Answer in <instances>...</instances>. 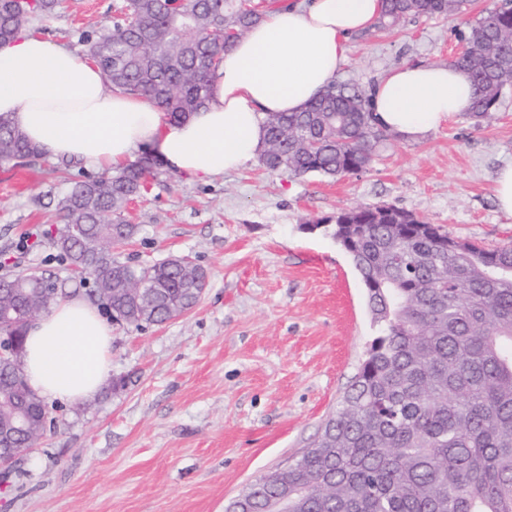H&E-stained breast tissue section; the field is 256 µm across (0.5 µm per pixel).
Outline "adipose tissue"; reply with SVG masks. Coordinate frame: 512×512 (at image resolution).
Segmentation results:
<instances>
[{
	"instance_id": "obj_1",
	"label": "adipose tissue",
	"mask_w": 512,
	"mask_h": 512,
	"mask_svg": "<svg viewBox=\"0 0 512 512\" xmlns=\"http://www.w3.org/2000/svg\"><path fill=\"white\" fill-rule=\"evenodd\" d=\"M381 9L382 0H302L269 12L224 53L210 101L178 124L148 97L107 90L87 53L26 31L0 46V113L56 159L111 170L144 149L176 173L211 180L259 157L266 115L300 111L335 81L349 37L371 28ZM472 94L451 65L405 64L368 97L379 125L416 141ZM111 355L110 325L73 297L30 326L24 370L41 398L77 404L107 384Z\"/></svg>"
}]
</instances>
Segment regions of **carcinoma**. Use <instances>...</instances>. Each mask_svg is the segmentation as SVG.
<instances>
[{"label": "carcinoma", "instance_id": "obj_1", "mask_svg": "<svg viewBox=\"0 0 512 512\" xmlns=\"http://www.w3.org/2000/svg\"><path fill=\"white\" fill-rule=\"evenodd\" d=\"M283 0H121L112 25L78 30L107 85L152 97L170 121L210 98L230 49ZM462 0H383L376 30L408 17L447 16ZM58 0H0V45L52 14ZM450 63L474 89L466 112L481 121L512 88V0L487 9ZM263 167L292 176L343 178L368 169L396 138L379 126L367 93L332 83L300 112L267 115ZM43 152L0 114V163L36 165ZM157 159L145 155L110 174L69 184L50 241L58 257L94 277L112 319L160 325L198 303L197 277L175 261L127 265L109 250L114 225L149 191ZM326 230L349 254L367 290L378 336L354 383L311 447L291 465L256 479L228 504L268 512L288 495L289 512H512V250L448 237L440 226L393 206L336 213ZM68 292L42 273L0 281V332L29 307L41 317ZM22 409L12 443L35 448L49 410L22 362L0 358V418Z\"/></svg>", "mask_w": 512, "mask_h": 512}]
</instances>
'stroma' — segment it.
<instances>
[{
  "label": "stroma",
  "mask_w": 512,
  "mask_h": 512,
  "mask_svg": "<svg viewBox=\"0 0 512 512\" xmlns=\"http://www.w3.org/2000/svg\"><path fill=\"white\" fill-rule=\"evenodd\" d=\"M496 0L448 17L416 16L351 37L337 82L370 89L403 64L447 63ZM117 0H59L34 28L78 48V28L111 24ZM512 163V89L482 122L467 113L418 142L381 148L366 171L291 177L253 162L199 181L158 166L126 218L137 232L114 255L155 263L188 256L207 273L198 305L161 325L112 327L111 379L78 405L48 401L39 447L0 467V512H224L260 476L288 467L318 438L377 334L346 251L314 220L392 205L449 237L512 247L495 176ZM58 160L34 182L0 185V277L37 269L85 296L50 245L66 186Z\"/></svg>",
  "instance_id": "stroma-1"
}]
</instances>
